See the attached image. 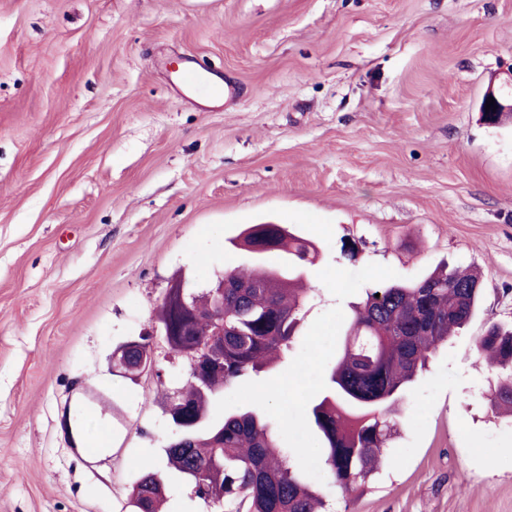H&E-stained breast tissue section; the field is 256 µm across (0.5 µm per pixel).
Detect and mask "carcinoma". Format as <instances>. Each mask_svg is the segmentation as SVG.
<instances>
[{"label": "carcinoma", "mask_w": 512, "mask_h": 512, "mask_svg": "<svg viewBox=\"0 0 512 512\" xmlns=\"http://www.w3.org/2000/svg\"><path fill=\"white\" fill-rule=\"evenodd\" d=\"M272 240L288 262L224 272V365L198 363L200 336H168L169 350L186 358L190 381L182 398L191 409L186 448L168 445V464L196 497L216 500L221 512H327L309 475L293 463L297 451L279 446L269 419L257 410L220 414L224 388L246 377L263 380L293 342L306 289L303 276L319 250L281 224H252L241 246L252 251ZM482 275L476 268L446 265L406 284L366 291L351 306L349 325L322 390L296 406L319 438V453L343 493L363 487L377 472L392 437L389 415L437 350L474 317ZM479 350L491 366L509 372L491 403L512 414V325L491 324ZM163 479L143 471L129 500L131 512H162Z\"/></svg>", "instance_id": "1"}]
</instances>
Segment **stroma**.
Masks as SVG:
<instances>
[{"label": "stroma", "instance_id": "obj_1", "mask_svg": "<svg viewBox=\"0 0 512 512\" xmlns=\"http://www.w3.org/2000/svg\"><path fill=\"white\" fill-rule=\"evenodd\" d=\"M187 56L234 101L189 102L168 69ZM511 71L512 0H0V512H130L188 370L161 342L134 381L110 355L175 276L204 289L251 266L233 243L250 224L320 250L279 368L308 393L366 290L481 270L475 317L412 385L362 493L336 488L291 400L266 413L283 447H310L329 512H512V418L477 348L512 323V123L478 112Z\"/></svg>", "mask_w": 512, "mask_h": 512}]
</instances>
